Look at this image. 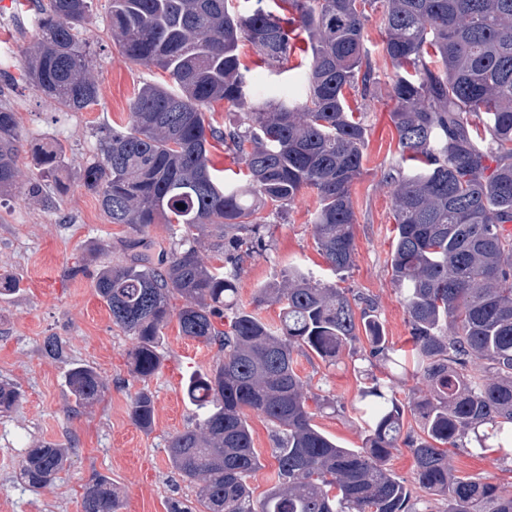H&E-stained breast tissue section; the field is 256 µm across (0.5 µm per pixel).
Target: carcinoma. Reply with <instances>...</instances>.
I'll return each instance as SVG.
<instances>
[{"mask_svg": "<svg viewBox=\"0 0 512 512\" xmlns=\"http://www.w3.org/2000/svg\"><path fill=\"white\" fill-rule=\"evenodd\" d=\"M37 39L28 47L30 82L70 111L98 102L89 43L93 0H36ZM291 20L259 6L239 13L229 0H110L112 40L134 65L168 73L174 87L143 84L130 100L127 124L109 129L98 158L82 170L112 224L139 235L153 224L182 227L180 242L153 258L148 250L100 270L95 288L112 323L131 336L128 357L145 380L161 363L164 329L217 343L224 360L188 377L184 396L195 426L167 445L173 470L197 484L198 512H417L415 498L389 466L404 444L424 492L448 499V512H512V493L460 478L448 448L474 434L476 447L512 449V0H281ZM382 10L384 52L396 68L390 97L399 158L385 176L392 188L395 236L390 268L410 325L413 376L426 388L407 407L389 384L373 379L359 392L365 437L342 448L313 423L294 354L333 361L365 340L367 357L406 368V351L384 334L374 304L312 272L289 265L257 291L256 302L281 307L270 326L237 305L245 259L265 250L267 208L280 217L304 189L319 206L311 228L327 269L339 277L355 263L351 187L362 174L366 129L347 94L365 96L372 68L364 47L369 11ZM308 38L306 96L268 97L249 87L239 45L249 42L268 71L283 72L292 50L291 23ZM222 100L241 110L217 130L206 116ZM220 139L247 170L249 183L220 185L209 140ZM23 148L15 113L0 109V194L19 186ZM56 145L42 146L43 179L56 175ZM210 239L224 267L195 247ZM182 300L177 308L173 301ZM230 312L227 328L216 316ZM45 354L63 360L50 336ZM66 383L78 405L101 397L97 372L72 363ZM20 393L0 382V413ZM421 434L404 431L405 409ZM275 429V485L259 502L248 481L261 466L245 411ZM142 428L155 421L154 395L131 400ZM70 450L31 449L23 479L51 484ZM112 483L97 476L85 488L83 512H117Z\"/></svg>", "mask_w": 512, "mask_h": 512, "instance_id": "1", "label": "carcinoma"}]
</instances>
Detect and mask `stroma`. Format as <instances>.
<instances>
[{
  "instance_id": "stroma-1",
  "label": "stroma",
  "mask_w": 512,
  "mask_h": 512,
  "mask_svg": "<svg viewBox=\"0 0 512 512\" xmlns=\"http://www.w3.org/2000/svg\"><path fill=\"white\" fill-rule=\"evenodd\" d=\"M109 0H94L89 34L93 70L100 86L97 105L73 112L51 106L23 76L24 55L37 31L33 0H0V107L15 112L25 142L17 162L30 184L20 192L0 196V275L15 289L0 294V381L20 391L18 407L0 413V512H83L85 485L98 475L108 477L118 496L119 512H168L169 502L192 504L196 488L174 473L165 448L169 438L194 425L197 411L184 396L191 373L210 372L223 358L218 346L180 336L177 324L164 331L163 362L147 380L133 378L127 351L131 338L113 325L98 297L94 279L99 269L126 263L132 231L108 223L96 196L80 180L83 166L98 157L105 129L125 123L128 106L146 82L169 84L167 73L129 63L109 33ZM380 13L365 23L373 84L367 96H350L366 128L363 173L352 187L356 222L353 226L355 265L339 285L372 300L385 334L395 347L410 336L400 292L392 281L390 253L394 237L391 188L384 181L398 157L397 133L390 98L394 69L383 50ZM308 41L297 32L288 59L289 69L270 74L254 48L241 43L240 59L250 82L274 91L284 84L301 90L299 71ZM56 141L65 158L57 177L67 184L57 193L35 174L39 148ZM318 206L313 190L301 192L286 218L268 217L269 246L248 261L238 281V303L257 311L266 323L279 322L278 305L256 304L257 289L288 265L321 272L324 261L311 233ZM65 343L67 362L43 351L46 337ZM95 369L105 383L101 399L77 407L66 385L69 363ZM295 370L312 395L324 399L314 422L345 448L360 447L364 425L355 412L358 393L370 378L391 380L397 399L412 404L422 397L421 384L395 370L391 363L364 356L362 347L344 350L333 362L311 352L297 355ZM155 398L151 429L131 418V398L140 388ZM253 446L261 466L249 480L253 497L262 500L270 488L276 464L272 425L248 413ZM70 448V466L49 486L29 487L19 476L27 452L39 444ZM448 463L457 476L479 478L512 492V459L476 448H452Z\"/></svg>"
}]
</instances>
